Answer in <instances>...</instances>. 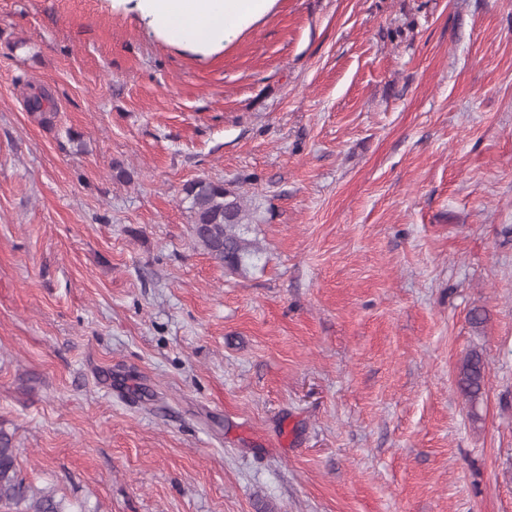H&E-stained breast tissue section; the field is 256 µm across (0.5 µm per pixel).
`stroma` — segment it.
I'll list each match as a JSON object with an SVG mask.
<instances>
[{
    "instance_id": "35a3bbf8",
    "label": "stroma",
    "mask_w": 512,
    "mask_h": 512,
    "mask_svg": "<svg viewBox=\"0 0 512 512\" xmlns=\"http://www.w3.org/2000/svg\"><path fill=\"white\" fill-rule=\"evenodd\" d=\"M0 429L82 512H512V0H0ZM152 26L176 42H232L265 15L274 0H137ZM184 193L196 242L225 269L238 271L256 252L254 243L240 232L241 226L251 224L242 195L225 188L223 182L207 179L187 184ZM483 363L481 357L473 353L463 362L460 378V388L470 399H475L480 390L484 378Z\"/></svg>"
}]
</instances>
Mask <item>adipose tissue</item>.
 <instances>
[{"mask_svg": "<svg viewBox=\"0 0 512 512\" xmlns=\"http://www.w3.org/2000/svg\"><path fill=\"white\" fill-rule=\"evenodd\" d=\"M273 0H138L152 26L176 42L220 45L265 15Z\"/></svg>", "mask_w": 512, "mask_h": 512, "instance_id": "1", "label": "adipose tissue"}]
</instances>
